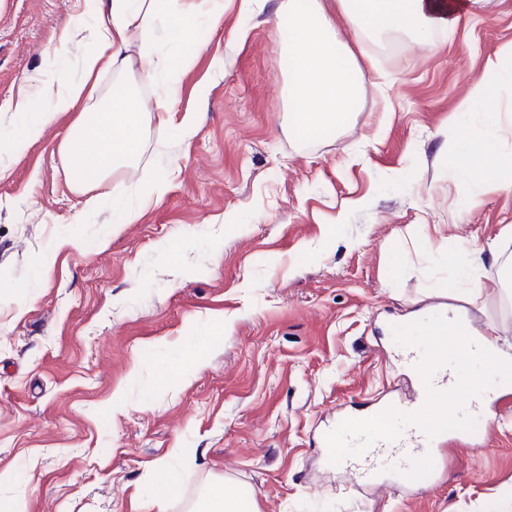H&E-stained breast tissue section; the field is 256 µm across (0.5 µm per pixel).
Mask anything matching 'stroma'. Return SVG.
Masks as SVG:
<instances>
[{"label": "stroma", "mask_w": 512, "mask_h": 512, "mask_svg": "<svg viewBox=\"0 0 512 512\" xmlns=\"http://www.w3.org/2000/svg\"><path fill=\"white\" fill-rule=\"evenodd\" d=\"M109 0H0V504L14 512H193L208 486L258 512H512V396L486 445L446 448L434 486L352 488L317 439L416 384L390 352L407 314L435 304L456 240L512 224V186L458 207L457 139L469 93L512 57V0H490L427 46L349 39L365 77L357 112L313 140L290 132L274 12L223 0L221 25L157 26L160 51L198 53L142 84L107 71L98 98L132 90L134 169L74 190L59 114L17 149L18 99L81 75ZM205 119L158 124L156 99ZM167 189L145 199L144 187ZM99 197L97 208L85 201ZM139 214L120 221L122 210ZM472 310L512 353V290ZM198 365L179 371L186 350ZM176 472L165 498L160 468Z\"/></svg>", "instance_id": "obj_1"}]
</instances>
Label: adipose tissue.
I'll list each match as a JSON object with an SVG mask.
<instances>
[{"mask_svg": "<svg viewBox=\"0 0 512 512\" xmlns=\"http://www.w3.org/2000/svg\"><path fill=\"white\" fill-rule=\"evenodd\" d=\"M340 15L332 17L324 0H281L276 14V32L288 59V108L301 134H323L334 130L358 108L362 70L352 63L347 43L339 28L355 33L385 35L402 33L414 40L428 41L438 27L454 28L470 10L469 0H336ZM169 19L174 28H184L188 12L181 0H109V6L96 17L97 40L83 59V77L71 81L66 75L51 77L52 101L46 111L31 117V101L14 105L16 112L28 115L21 131V144L40 139L46 124L62 112H76L73 131L63 141L64 169L78 186L101 183L119 167H130L140 149L141 114L132 97L113 95L101 112L79 111L78 106L93 100L101 72L125 68V48L138 41L139 77L156 80L161 71L185 70L191 56L168 58L156 45V22ZM472 103L484 110L478 142L459 140L460 186H498L503 178L492 159L497 156L503 137L496 113L490 112L486 84L473 90ZM497 240L461 247L453 259L456 275L440 283L448 294L466 289L472 298L485 290L481 269L486 256L496 254Z\"/></svg>", "mask_w": 512, "mask_h": 512, "instance_id": "adipose-tissue-1", "label": "adipose tissue"}]
</instances>
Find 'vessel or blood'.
Listing matches in <instances>:
<instances>
[{"mask_svg": "<svg viewBox=\"0 0 512 512\" xmlns=\"http://www.w3.org/2000/svg\"><path fill=\"white\" fill-rule=\"evenodd\" d=\"M473 337L465 344L448 340L444 335H429L425 342L401 347L399 357L404 364L416 367L424 376L421 396L415 402L392 401L372 410L361 419L342 418L323 440L336 451L335 462L352 480L371 488L398 486L413 489L426 484L441 464L438 453L448 435L461 429L462 412L484 415L483 433L471 437L468 445L481 448L488 432L495 426L496 407L488 403L484 390H474L464 403L450 401L459 392L448 367V352L456 350L464 358L471 345L480 344ZM356 437L355 452H341L345 436Z\"/></svg>", "mask_w": 512, "mask_h": 512, "instance_id": "b4317fda", "label": "vessel or blood"}]
</instances>
